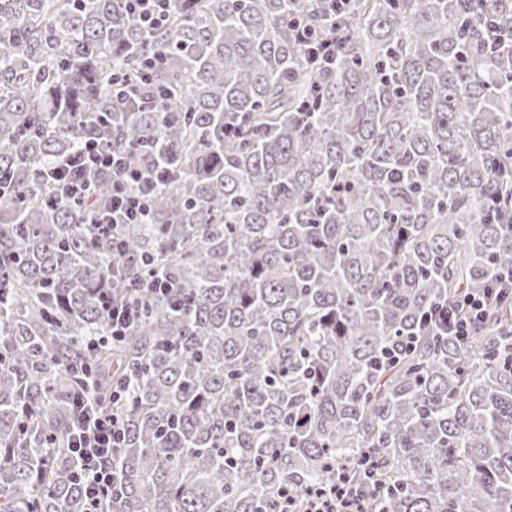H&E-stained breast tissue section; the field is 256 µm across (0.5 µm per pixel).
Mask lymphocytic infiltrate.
Returning <instances> with one entry per match:
<instances>
[{"mask_svg":"<svg viewBox=\"0 0 512 512\" xmlns=\"http://www.w3.org/2000/svg\"><path fill=\"white\" fill-rule=\"evenodd\" d=\"M292 24L312 65L322 68L335 61L334 38L320 36L309 18H293ZM93 172L112 175V197L96 210L93 219L101 234H112L121 224L146 223L152 195L162 181L161 170H143L126 151L91 139L72 157L48 170L52 194L75 202L88 201L94 194V185L89 179ZM134 185L139 188L135 194L130 191ZM511 288L512 267L496 269L485 288L464 294L461 301L430 310L428 320L441 335L465 341L484 323L492 303ZM76 406L67 450L80 462L79 481L87 512H98L112 485V457L123 440V425L118 416L96 409L94 384L86 385Z\"/></svg>","mask_w":512,"mask_h":512,"instance_id":"1","label":"lymphocytic infiltrate"}]
</instances>
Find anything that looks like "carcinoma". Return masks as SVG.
I'll return each instance as SVG.
<instances>
[{
	"label": "carcinoma",
	"instance_id": "1",
	"mask_svg": "<svg viewBox=\"0 0 512 512\" xmlns=\"http://www.w3.org/2000/svg\"><path fill=\"white\" fill-rule=\"evenodd\" d=\"M308 10L173 0L146 31L124 0H0V512H85L86 371L126 432L100 512H279L365 461L367 512H512V294L463 343L421 323L512 266V47L482 25L512 0H353L320 71ZM97 136L170 169L118 251L112 174L87 204L45 176ZM156 267L179 305L138 287ZM106 294L138 308L116 343ZM292 24L312 65L328 67L336 60V38L320 36L308 17H293Z\"/></svg>",
	"mask_w": 512,
	"mask_h": 512
}]
</instances>
